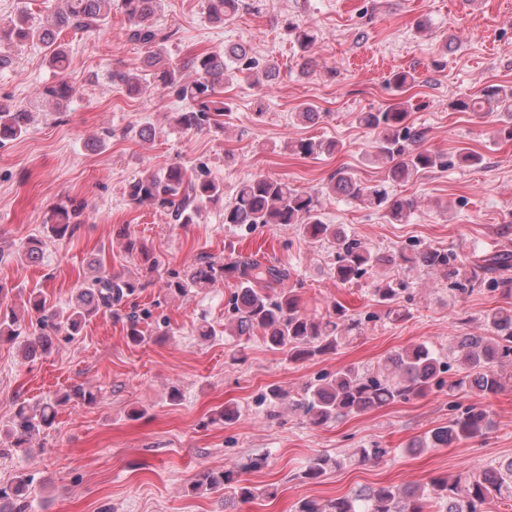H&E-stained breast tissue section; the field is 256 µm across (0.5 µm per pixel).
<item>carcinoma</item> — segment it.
<instances>
[{"label": "carcinoma", "mask_w": 512, "mask_h": 512, "mask_svg": "<svg viewBox=\"0 0 512 512\" xmlns=\"http://www.w3.org/2000/svg\"><path fill=\"white\" fill-rule=\"evenodd\" d=\"M63 7L38 19L22 11L5 25H0V69L9 66L12 59L3 48L23 47L39 43L48 51L49 65L59 79L37 90L42 99L57 104L70 100L76 87L68 81L67 71L73 60L60 42L67 30L87 31L105 21L112 9V0H62ZM118 9L125 18L126 40L143 50L141 65L133 69H114L112 83L120 86L133 98L149 96L156 91H169L189 107L177 113L176 125L187 132L205 128L223 129L220 117L227 104L220 98L226 82L239 73H248L257 83L271 85L278 73L277 65L262 62L242 47L231 46L222 51L190 54L179 61L171 58L168 42L173 33L159 24L162 0H117ZM240 0H204L206 13L212 22L233 20ZM288 40L302 53L303 69H309L313 60L307 57L317 36L314 30L292 20L285 23ZM194 79L188 81L186 73ZM415 82L412 73L395 71L386 80L394 95L400 96ZM458 112H490L499 110L506 117L501 129L504 141L512 140V87L489 85L475 94L451 103ZM360 126L377 133L375 157L388 164L387 178L408 181L448 162L442 156L422 147L424 134L408 123V112L400 100L376 112L357 114ZM30 112L22 107L9 109L0 104V143L23 137L29 129ZM285 149L301 157H318L336 149L333 141L311 138L291 141ZM327 189L340 193L355 202H361L391 223L403 224L414 212V202L389 192L385 184L366 185L344 170L332 175ZM131 204L152 205L162 209L177 224H192L210 203L224 198V186L209 176L201 165L189 171L172 163L164 168L146 171L132 180L127 188ZM320 191L298 190L288 182L255 176L239 184L234 198L224 205V223L234 226L256 227L260 224L300 225L303 233L315 241L332 238L336 241V266L333 276L341 284H351L377 269L400 263L436 271L448 278L450 289L465 293L478 282L490 292L512 294V253H498L479 257L466 272L458 256L446 249L429 248L412 255L402 251L378 254L368 249L352 234L327 224L320 212ZM83 205L70 198L56 203L50 210L46 226L56 238L71 235L77 229ZM124 249L140 257L144 277L151 279L159 272L160 261L130 234H124ZM288 269L265 264L252 255L229 251L222 261L207 259L183 274L172 273L162 282V288L172 296H185L193 290L214 288L225 280L236 284L227 303V317L238 336L259 332L266 346L284 353L290 360H304L334 352L352 335L363 329L362 320L348 314L340 302L332 303L319 315L301 309L294 291L286 287ZM145 286L137 276L120 277L98 270L97 275L80 288L75 302L66 311H48L42 299L33 294L29 304L41 314L36 322L38 336L25 341L27 357L47 353L52 340L71 342L80 335L83 325L100 312L116 314L136 291ZM407 284L394 278L383 279L374 289L376 302L394 313L400 298L408 293ZM151 312L131 311L125 315L127 338L133 344L144 341L141 322ZM24 318L12 308L0 310V340L13 341L23 333ZM489 335L467 334L457 338L448 348V356L436 354L424 343L411 345L389 354L370 369L347 366L333 374L320 375L307 384L300 398L292 406L314 425H324L342 417L360 414L371 408L423 396L435 387H442V375L455 371L459 378L450 388L463 392L496 393L504 385L499 366L512 362V310L496 308L485 318ZM70 399L66 393L55 401L30 406L20 403L7 424L6 434L11 439V450L26 454L34 434L52 425L57 406ZM488 412L472 404L455 408L449 424L426 433L420 442L425 448H434L453 442H466L483 436L488 428ZM391 450L374 442L356 449L358 461L376 464ZM345 461L336 457L317 456L309 460L304 476L322 477L331 467L341 468ZM33 478L21 473L7 486H0V512H32L28 500ZM231 488L236 495L249 501L269 494L266 488L254 487L241 478L236 470L198 474L194 488L218 490ZM512 501V459L496 468L480 473L464 472L453 479L433 478L420 489L380 487L360 490L350 496L326 502L304 499L295 512H484L491 499Z\"/></svg>", "instance_id": "obj_1"}]
</instances>
